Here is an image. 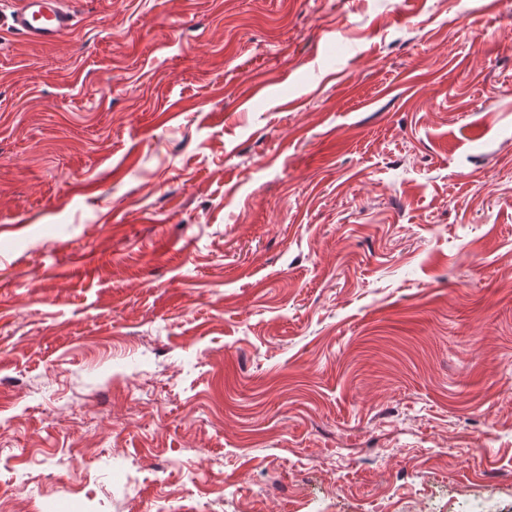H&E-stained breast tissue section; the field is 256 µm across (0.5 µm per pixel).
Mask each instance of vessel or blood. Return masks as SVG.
<instances>
[{
  "mask_svg": "<svg viewBox=\"0 0 512 512\" xmlns=\"http://www.w3.org/2000/svg\"><path fill=\"white\" fill-rule=\"evenodd\" d=\"M72 26L66 0H24L23 7L13 16L14 30L34 45L55 44Z\"/></svg>",
  "mask_w": 512,
  "mask_h": 512,
  "instance_id": "b4317fda",
  "label": "vessel or blood"
}]
</instances>
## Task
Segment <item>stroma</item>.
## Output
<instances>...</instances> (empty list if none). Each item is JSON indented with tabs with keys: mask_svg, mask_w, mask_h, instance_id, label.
<instances>
[{
	"mask_svg": "<svg viewBox=\"0 0 512 512\" xmlns=\"http://www.w3.org/2000/svg\"><path fill=\"white\" fill-rule=\"evenodd\" d=\"M68 2L0 26V494L512 512L504 0ZM66 0H24L13 15V29L30 44L47 46L73 27V16Z\"/></svg>",
	"mask_w": 512,
	"mask_h": 512,
	"instance_id": "35a3bbf8",
	"label": "stroma"
}]
</instances>
